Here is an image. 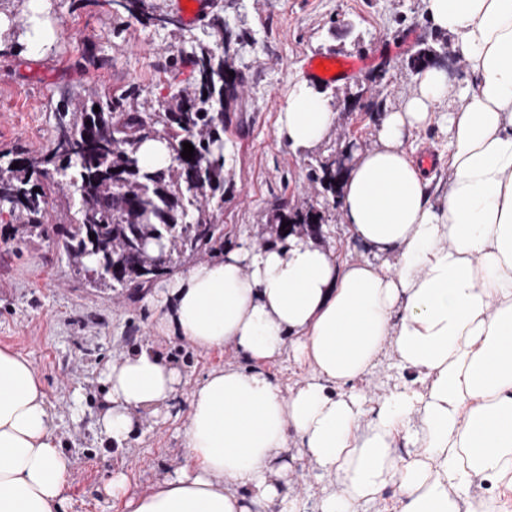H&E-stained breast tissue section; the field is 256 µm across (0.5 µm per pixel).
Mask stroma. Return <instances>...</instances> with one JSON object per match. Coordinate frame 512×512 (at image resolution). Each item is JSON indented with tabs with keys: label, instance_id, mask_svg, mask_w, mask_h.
I'll use <instances>...</instances> for the list:
<instances>
[{
	"label": "stroma",
	"instance_id": "1",
	"mask_svg": "<svg viewBox=\"0 0 512 512\" xmlns=\"http://www.w3.org/2000/svg\"><path fill=\"white\" fill-rule=\"evenodd\" d=\"M208 11L240 35L235 66L244 77L224 135V174L233 183L218 214L225 247L258 244L273 204H311L326 219L324 244L359 255L340 209L325 205L310 182L309 161L335 157L352 143L374 145L383 115L415 89L407 61L419 48H434L432 64L446 68L452 83L468 81L453 37L432 28L422 0H211ZM6 16L13 26L0 29V153L45 152L63 96L138 87L134 103L142 108L191 89V63L170 72L165 64L171 50L206 37L204 21L158 30L117 18L103 0H0ZM314 56L366 65L322 87L337 121L307 153L278 139L276 122L289 87ZM360 85L367 89L362 110L351 106ZM161 286L156 280L121 294L97 288L74 272L62 247L0 215V347L26 357L43 384L55 435L72 460L67 512H123L104 491L112 471H124L132 489L146 493L185 462L190 413L182 397L167 415L141 412L136 434L123 444L99 434L107 363L148 345L181 370L189 389L232 359L155 330L152 296Z\"/></svg>",
	"mask_w": 512,
	"mask_h": 512
}]
</instances>
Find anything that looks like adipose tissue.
<instances>
[{"instance_id": "obj_1", "label": "adipose tissue", "mask_w": 512, "mask_h": 512, "mask_svg": "<svg viewBox=\"0 0 512 512\" xmlns=\"http://www.w3.org/2000/svg\"><path fill=\"white\" fill-rule=\"evenodd\" d=\"M423 2L472 80L426 67L355 153L341 212L364 255L293 237L191 263L166 282L155 328L235 363L188 391L149 347L106 365L107 440L180 392L190 408L173 475L138 493L112 472L104 490L123 512H303L281 461L292 433L326 479L317 512L382 496L385 512H491L478 488L512 490V0ZM336 120L302 81L276 135L305 152ZM437 120L448 177L435 197L406 142ZM285 355L302 374L284 389L264 366ZM387 355L413 378L373 403L357 384ZM70 470L31 363L0 348V512H64Z\"/></svg>"}]
</instances>
